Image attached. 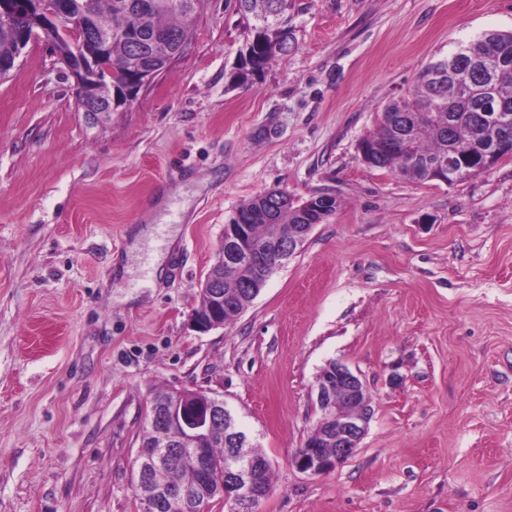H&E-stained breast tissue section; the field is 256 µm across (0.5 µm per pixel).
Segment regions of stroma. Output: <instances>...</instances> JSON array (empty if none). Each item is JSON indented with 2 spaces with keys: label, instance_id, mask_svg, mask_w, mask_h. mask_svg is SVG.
<instances>
[{
  "label": "stroma",
  "instance_id": "1",
  "mask_svg": "<svg viewBox=\"0 0 512 512\" xmlns=\"http://www.w3.org/2000/svg\"><path fill=\"white\" fill-rule=\"evenodd\" d=\"M295 47L251 85L235 0L120 112L79 111L44 42L0 82V512H140L155 391L218 395L271 462L254 512H512V157L448 186L365 165L418 71L512 0H292ZM340 206L229 327L189 324L236 209ZM151 238L131 251L128 228ZM165 253V277L150 287ZM340 362L372 417L354 454L293 460ZM400 140L392 142H377L371 136L365 135L358 143V153L363 163L371 166L382 153L388 152L400 147Z\"/></svg>",
  "mask_w": 512,
  "mask_h": 512
}]
</instances>
